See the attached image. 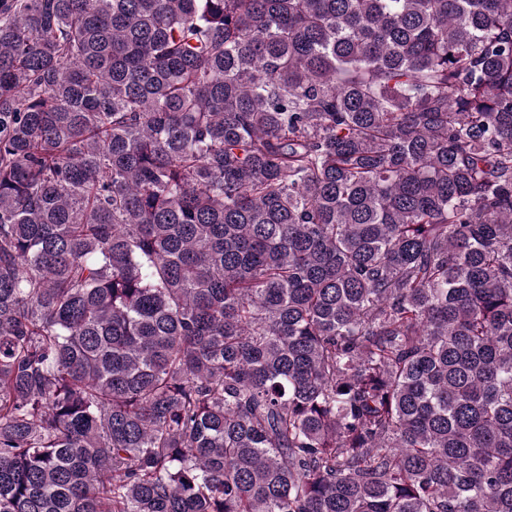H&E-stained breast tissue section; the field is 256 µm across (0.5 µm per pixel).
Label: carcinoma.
<instances>
[{"label":"carcinoma","instance_id":"1","mask_svg":"<svg viewBox=\"0 0 512 512\" xmlns=\"http://www.w3.org/2000/svg\"><path fill=\"white\" fill-rule=\"evenodd\" d=\"M0 512H512V0H0Z\"/></svg>","mask_w":512,"mask_h":512}]
</instances>
